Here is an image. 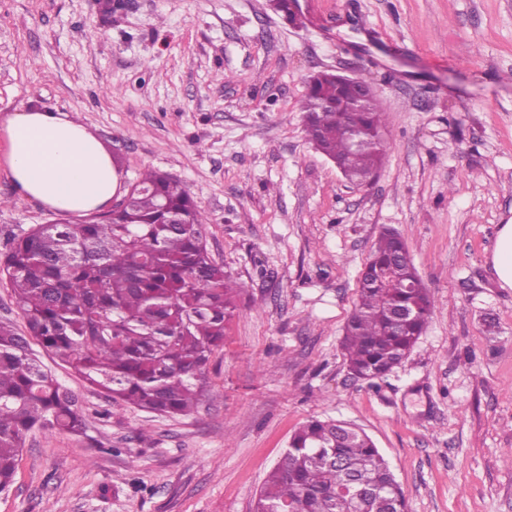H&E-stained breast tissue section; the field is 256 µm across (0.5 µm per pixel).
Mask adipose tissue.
<instances>
[{
	"label": "adipose tissue",
	"instance_id": "ef3b65f1",
	"mask_svg": "<svg viewBox=\"0 0 512 512\" xmlns=\"http://www.w3.org/2000/svg\"><path fill=\"white\" fill-rule=\"evenodd\" d=\"M9 148L5 168L23 199L84 216L121 188V176L100 141L60 112L16 111L0 122Z\"/></svg>",
	"mask_w": 512,
	"mask_h": 512
}]
</instances>
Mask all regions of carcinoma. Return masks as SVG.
<instances>
[{"label": "carcinoma", "mask_w": 512, "mask_h": 512, "mask_svg": "<svg viewBox=\"0 0 512 512\" xmlns=\"http://www.w3.org/2000/svg\"><path fill=\"white\" fill-rule=\"evenodd\" d=\"M351 89L327 73L305 95L307 142L361 182L387 150L378 107L349 112ZM131 203L102 220L39 224L0 257L26 323L0 321V493L14 483L26 436L85 433L76 395L32 356L35 341L111 400L160 416L197 404L211 357L242 286L207 248V218L168 176L141 173ZM341 347L351 373L371 382L409 353L434 309L408 249L384 230L361 271ZM371 489L364 512H407L404 492L372 439L350 425L311 419L291 436L259 490L254 512H344L340 491Z\"/></svg>", "instance_id": "cac0c4a2"}]
</instances>
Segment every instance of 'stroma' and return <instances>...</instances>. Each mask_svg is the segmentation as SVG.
<instances>
[{
  "mask_svg": "<svg viewBox=\"0 0 512 512\" xmlns=\"http://www.w3.org/2000/svg\"><path fill=\"white\" fill-rule=\"evenodd\" d=\"M0 0V121L62 112L123 184L153 169L208 217L212 258L241 283L194 411L112 401L35 355L80 400L82 436L33 431L0 512H253L307 420L362 428L408 512H512V288L491 262L512 224V0ZM322 70L363 77L386 157L347 181L307 143ZM65 214L0 167V244ZM405 241L435 309L386 377L340 349L383 229Z\"/></svg>",
  "mask_w": 512,
  "mask_h": 512,
  "instance_id": "1",
  "label": "stroma"
}]
</instances>
